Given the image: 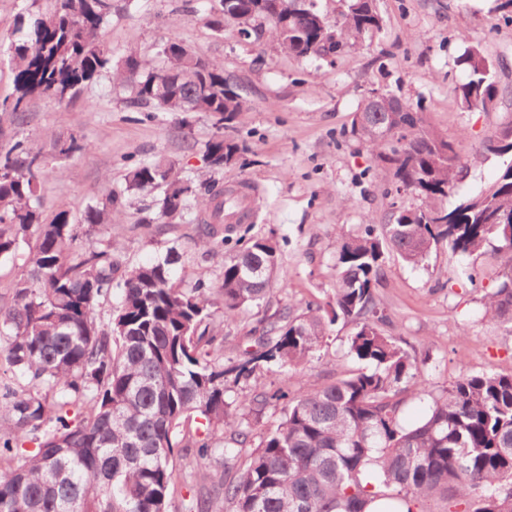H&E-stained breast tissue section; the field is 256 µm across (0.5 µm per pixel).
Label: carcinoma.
Masks as SVG:
<instances>
[{"instance_id": "1", "label": "carcinoma", "mask_w": 512, "mask_h": 512, "mask_svg": "<svg viewBox=\"0 0 512 512\" xmlns=\"http://www.w3.org/2000/svg\"><path fill=\"white\" fill-rule=\"evenodd\" d=\"M38 2L15 23L14 92L1 114L19 119L35 99L70 101L108 77L143 112L213 114L220 133L206 142V158L215 168L237 159L243 147L221 129L245 101L223 66L175 40L162 44V66L132 53L115 62L105 38L115 0ZM218 2L202 15L213 31L233 20L244 36L267 37L304 59L358 50L383 28L377 0H345L334 22L315 0ZM459 64L462 107L488 111L512 97L479 48ZM387 95L378 108L362 99L350 133L388 172L394 197L410 191L422 205L393 201L381 230L368 224L362 235H338L331 310L281 309L234 358L224 357V322L264 301L279 267L276 241L251 238L224 263L217 304L203 279L189 291L173 282L177 256L129 267L112 236L80 240L76 223H112L122 201L110 192L78 222L64 207L46 220L48 157L25 139L0 149V265L36 240L0 314V360L14 378L0 384V512H224L226 504L234 512H373L376 501L386 512H433L440 501L446 512H512V374L463 372L430 395L420 421L404 425L403 393H419L421 372L381 330L387 316L375 293L387 253L417 266L445 247L458 257L457 275L470 279L466 260L491 244L499 265L484 315L512 325V161L487 188L448 207L465 170L459 146L427 124L420 106ZM506 130L512 120L486 138L484 152L507 155L512 144L498 142ZM85 149L75 134L52 143L64 159ZM124 180L130 192L154 194L142 224L181 219L200 196L208 249L235 203L213 184L194 189L162 160L139 161ZM340 319L353 324L348 354L367 368L291 391V377ZM275 368L285 387L240 394ZM273 402L282 403V421L259 436L240 408ZM26 439L37 448L21 456ZM175 447L189 452L181 470ZM179 484L192 491L190 502H176Z\"/></svg>"}]
</instances>
